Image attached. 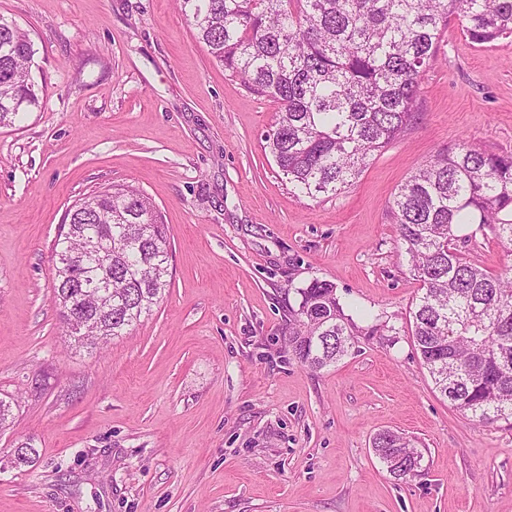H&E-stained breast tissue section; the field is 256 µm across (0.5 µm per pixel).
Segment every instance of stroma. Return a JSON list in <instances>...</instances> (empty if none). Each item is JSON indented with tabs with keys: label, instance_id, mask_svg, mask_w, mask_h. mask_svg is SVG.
<instances>
[{
	"label": "stroma",
	"instance_id": "stroma-1",
	"mask_svg": "<svg viewBox=\"0 0 512 512\" xmlns=\"http://www.w3.org/2000/svg\"><path fill=\"white\" fill-rule=\"evenodd\" d=\"M0 17L27 33L44 93L0 128V512H512V425L435 390L388 209L443 147L512 151V37L479 48L451 19L416 124L311 200L266 148L275 104L211 61L175 0H0ZM113 184L168 224L170 286L86 348L55 306L52 247L67 207ZM464 256L512 268L489 232ZM315 279L359 314L348 355L314 371L284 332ZM386 429L415 439L419 475L374 454ZM25 443L38 454L15 466Z\"/></svg>",
	"mask_w": 512,
	"mask_h": 512
}]
</instances>
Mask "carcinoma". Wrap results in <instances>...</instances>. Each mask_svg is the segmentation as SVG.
<instances>
[{
	"label": "carcinoma",
	"mask_w": 512,
	"mask_h": 512,
	"mask_svg": "<svg viewBox=\"0 0 512 512\" xmlns=\"http://www.w3.org/2000/svg\"><path fill=\"white\" fill-rule=\"evenodd\" d=\"M211 59L252 93L273 101L265 135L297 196L350 188L370 158L418 117L421 80L448 20L476 47L512 36V0H178ZM35 51L0 17V125L42 107L30 85ZM389 207L410 271L421 282L412 336L435 388L479 424L512 425V274L462 257L460 226L488 228L512 244V152L467 142L416 167ZM56 301L77 342L96 346L132 330L169 285L170 240L143 191L111 185L75 201L54 243ZM288 347L319 370L355 344V324L336 285L294 289ZM372 447L397 479L421 453L394 431Z\"/></svg>",
	"instance_id": "cac0c4a2"
}]
</instances>
